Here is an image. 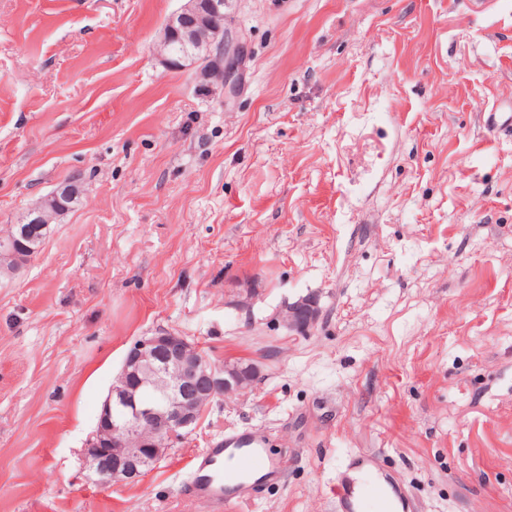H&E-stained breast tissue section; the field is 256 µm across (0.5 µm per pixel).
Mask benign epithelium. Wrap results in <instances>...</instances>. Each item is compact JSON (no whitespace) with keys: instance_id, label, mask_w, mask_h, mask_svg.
<instances>
[{"instance_id":"1","label":"benign epithelium","mask_w":512,"mask_h":512,"mask_svg":"<svg viewBox=\"0 0 512 512\" xmlns=\"http://www.w3.org/2000/svg\"><path fill=\"white\" fill-rule=\"evenodd\" d=\"M227 0H184L171 14L156 45V53L169 70L195 68L214 84L228 87L241 62L240 47L225 40L224 5ZM181 54L169 50L172 42ZM79 195V185L69 181L32 206L29 224H49L66 211L65 201ZM0 251L23 265L33 249L18 238L0 242ZM320 316L317 299L303 297L281 312L284 326L307 334ZM258 378V367L242 360L212 364L189 341L170 330H157L136 339L127 350L119 373L107 395L100 419L88 437L83 456L93 474L106 483L136 482L150 466L158 465L174 440L197 426L204 405L241 392ZM150 389L155 401L143 400Z\"/></svg>"}]
</instances>
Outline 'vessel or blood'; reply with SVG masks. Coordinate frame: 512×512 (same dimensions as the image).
<instances>
[{"instance_id":"obj_1","label":"vessel or blood","mask_w":512,"mask_h":512,"mask_svg":"<svg viewBox=\"0 0 512 512\" xmlns=\"http://www.w3.org/2000/svg\"><path fill=\"white\" fill-rule=\"evenodd\" d=\"M287 467L273 457L264 439L251 432L231 433L212 439L206 451L190 459V478L184 491L211 512H224L228 502H241L251 494L257 475L275 478ZM377 500L379 512H404V495L389 482H373L365 494H348L339 499V512H360L362 496Z\"/></svg>"}]
</instances>
